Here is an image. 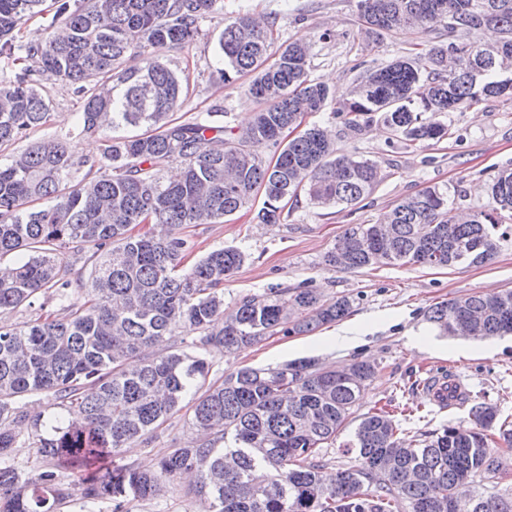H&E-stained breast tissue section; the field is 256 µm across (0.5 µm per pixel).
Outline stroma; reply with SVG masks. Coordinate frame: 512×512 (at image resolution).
I'll return each mask as SVG.
<instances>
[{
	"mask_svg": "<svg viewBox=\"0 0 512 512\" xmlns=\"http://www.w3.org/2000/svg\"><path fill=\"white\" fill-rule=\"evenodd\" d=\"M273 18L279 42L305 38L312 44L311 72L331 88H351L363 67H379L427 48L430 37L418 31L365 40L358 35L357 0H222V6L203 19L199 37L184 48L161 53L164 62L189 80L190 95L172 117L185 121L210 115L212 121L243 130L263 104L247 91L248 78L224 85L218 78L222 63L215 43L224 19L235 15ZM51 118L32 134L36 140L61 139L74 155L99 145L95 136L78 130L81 103L71 86L48 82ZM308 124L336 130L340 152L376 161L382 178L354 207L321 208L300 199L288 203V216L278 224L251 223L240 211L218 224H193L183 234L192 245L191 259L223 247L247 256L224 284V303L232 305L247 294L272 288L311 287L324 298L346 296L352 302L343 320L295 336H275L246 349L226 353L211 349L210 381L224 379L244 367L268 368L310 357L320 365H348L367 359L376 373L346 425L354 431L359 415L374 404L396 406L395 421L402 434L418 437L438 433L451 424H468L471 404H497L501 417L512 420V337L474 341L443 337L425 321L429 306L471 293L512 289V222L504 223L506 238L495 258L483 265L452 267L373 265L344 271L325 265L323 256L352 224H375L401 199L438 186L448 191L450 206L471 210L485 206L487 189L497 171L512 167V102L485 99L449 113L451 134L429 147L388 142L381 129L364 134L343 133L342 120L332 110L310 115ZM352 343L332 342L340 332ZM449 377L459 384L466 402L443 407L413 386L429 376ZM196 393H189L178 412L156 432L152 441L134 443L123 462L152 470L170 448L195 440L191 425ZM195 479L180 477L154 499L128 500L125 512H205L194 495Z\"/></svg>",
	"mask_w": 512,
	"mask_h": 512,
	"instance_id": "35a3bbf8",
	"label": "stroma"
}]
</instances>
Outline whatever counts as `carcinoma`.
<instances>
[{"mask_svg": "<svg viewBox=\"0 0 512 512\" xmlns=\"http://www.w3.org/2000/svg\"><path fill=\"white\" fill-rule=\"evenodd\" d=\"M43 2L0 0V55L27 62L0 81V149L47 124L43 81L74 87L81 132L100 136L103 149L77 157L52 139L0 164V259L23 255L0 275V313L39 295L66 311L0 325V512H55L76 494L123 512L128 498L151 500L185 471L196 472L194 494L207 512H512L511 487L459 494L477 476L495 477L501 450H512V424L491 403L474 404L469 425L424 440L399 436L388 412L370 410L344 443L357 464L336 470L318 457L361 400L375 373L370 361L338 371L301 358L205 385L210 348L309 333L343 319L351 303L313 288H273L226 308L224 281L246 255L220 248L183 265L186 226L233 216L259 191L258 224L281 223L286 202L302 194L347 207L370 194L379 165L339 152L327 128L301 129L307 115L330 107L353 134L377 123L391 140L430 146L448 136L449 113L482 97L512 100V77H502L512 65V0H358L365 38L439 27L470 38H441L413 58L367 69L340 103L312 77L309 44L276 48L274 21L230 17L218 41L220 79L253 75L249 92L265 103L237 135L205 119H171L189 83L160 59L166 48L192 44L219 0H63L42 39L18 40ZM141 126L140 135L120 134ZM266 144L276 148L273 162L259 152ZM173 159L183 170L166 181L161 171ZM507 214L512 168L494 177L483 208L458 211L448 189L429 187L381 224L348 227L325 262L343 270L485 264ZM67 253L83 256L87 276L73 277ZM80 294L84 302L71 301ZM425 318L447 335H512V289L439 302ZM178 327L199 333L195 352L147 354ZM202 387L191 421L210 439L168 449L153 473L98 466L106 454L120 459L149 442L185 394ZM32 394L66 414L36 434L49 467L24 476L4 459L17 441L9 421L24 416L16 402Z\"/></svg>", "mask_w": 512, "mask_h": 512, "instance_id": "1", "label": "carcinoma"}]
</instances>
